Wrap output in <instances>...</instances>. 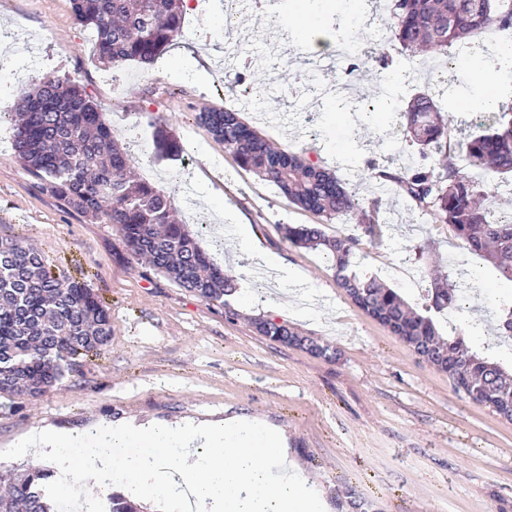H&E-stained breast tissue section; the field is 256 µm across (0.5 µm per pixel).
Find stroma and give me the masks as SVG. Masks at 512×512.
I'll return each mask as SVG.
<instances>
[{"instance_id":"obj_1","label":"stroma","mask_w":512,"mask_h":512,"mask_svg":"<svg viewBox=\"0 0 512 512\" xmlns=\"http://www.w3.org/2000/svg\"><path fill=\"white\" fill-rule=\"evenodd\" d=\"M287 5L272 0L232 27L264 91L257 112L247 108L234 72L214 60L225 41L211 30L208 7L186 15L182 35L154 64L106 69L70 0H0V32L9 35L0 54V114L43 79L79 82L129 147L136 173L171 194L178 218L236 283L223 303L209 302L134 259L115 226L91 222L40 189L14 153L10 122L0 121V232L35 244L53 273L86 284L112 319L110 342L42 396L0 397V472L32 468L5 452L48 424L72 432L98 421L246 416L282 436L324 512H360L363 502L371 512H512V422L455 391L446 374L353 304L323 253L285 236L298 224L356 235L360 267L413 304L423 302L437 262L462 263L467 288L457 330L511 368L512 338L496 331V305L512 299V282L468 254L448 225L425 221L395 192L379 191L367 168L403 146L385 101L405 107L430 79L443 88L450 119L475 125L485 117L478 108L462 111L460 95L481 89L444 53L423 65L400 60L411 75L393 89L359 72L344 77L339 66L308 74L303 56L282 44L253 54L272 31L271 14ZM180 53L198 60V74L174 73ZM327 85L353 111H327L320 99ZM212 108L240 110L266 137L335 169L360 201L379 199L388 219L381 237L359 234L352 217L328 221L301 210L241 168L196 120ZM158 122L180 142L183 162L155 159ZM203 193L235 222L220 223L215 207L200 201ZM244 227L289 278L256 276L258 262L237 238ZM268 319L329 346L335 357L270 341L256 328Z\"/></svg>"}]
</instances>
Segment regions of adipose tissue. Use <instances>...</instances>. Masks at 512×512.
<instances>
[{
	"mask_svg": "<svg viewBox=\"0 0 512 512\" xmlns=\"http://www.w3.org/2000/svg\"><path fill=\"white\" fill-rule=\"evenodd\" d=\"M330 0H291L284 28L291 45L311 40L330 45L322 23ZM493 62L481 56L465 60L472 81L485 93L512 82V49ZM143 451H135V444ZM15 456L48 460L61 474L65 496L89 507L112 492L155 499L163 512H179V493L157 478L166 462L193 489L199 512H319L306 477L286 469L281 437L258 420L180 424L97 422L79 432L47 426L22 438ZM280 474H273V467Z\"/></svg>",
	"mask_w": 512,
	"mask_h": 512,
	"instance_id": "ef3b65f1",
	"label": "adipose tissue"
}]
</instances>
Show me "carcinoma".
Here are the masks:
<instances>
[{"instance_id": "1", "label": "carcinoma", "mask_w": 512, "mask_h": 512, "mask_svg": "<svg viewBox=\"0 0 512 512\" xmlns=\"http://www.w3.org/2000/svg\"><path fill=\"white\" fill-rule=\"evenodd\" d=\"M76 20L93 31L94 49L104 66L154 62L181 35L182 0H71ZM388 36L370 50L384 72L394 65L391 50L414 57L454 48L466 54L491 28L512 32V0H388ZM439 86L414 94L394 113L412 154L396 171L371 162L381 187L396 188L411 208L435 224H446L467 252L492 264L512 281V212L491 219L512 195V103L492 100L480 132L452 123L442 114ZM13 148L42 191L91 221L121 232L131 255L197 296L224 302L235 288L200 247L185 224L173 218L170 196L133 175V161L80 84L47 78L20 92L11 113ZM197 121L224 144L242 168L272 183L296 207L327 220L353 215L363 232L381 235L379 200L360 203L335 173L289 152L242 121L235 109H208ZM156 151L175 160L177 139L156 131ZM477 170L501 176L492 186L462 173ZM288 241L320 250L333 261L336 282L367 316L399 337L417 356L448 375L454 388L512 421V373L469 351L451 329L438 331L439 318L459 307L461 273L434 280L424 311L412 309L380 278L356 270L353 236L329 237L314 226L286 229ZM273 342L309 348L306 338L285 323H257ZM497 330L512 337V303L501 305ZM112 336L107 311L86 285L51 273L31 243L0 234V395L37 397L78 366V357L106 345ZM50 469L0 474L7 491L0 512H54ZM100 512H140V505L111 493Z\"/></svg>"}]
</instances>
